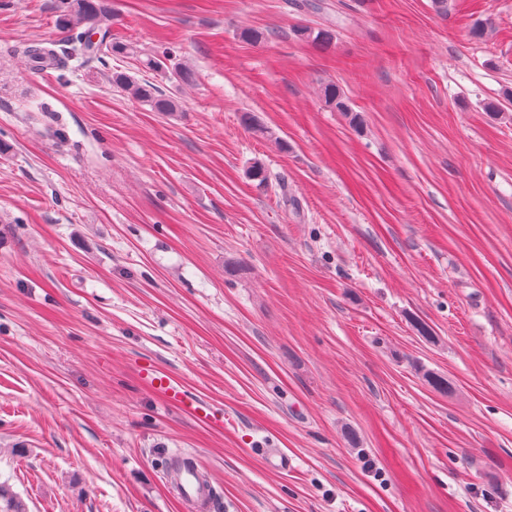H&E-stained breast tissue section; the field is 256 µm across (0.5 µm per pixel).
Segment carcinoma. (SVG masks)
Returning a JSON list of instances; mask_svg holds the SVG:
<instances>
[{
  "label": "carcinoma",
  "instance_id": "cac0c4a2",
  "mask_svg": "<svg viewBox=\"0 0 512 512\" xmlns=\"http://www.w3.org/2000/svg\"><path fill=\"white\" fill-rule=\"evenodd\" d=\"M56 24L65 34L64 42L73 56L100 59L102 56L114 58L135 55L138 50L132 42L112 33L115 15L107 0H57L53 5ZM298 35L313 44L327 48L334 38L333 29L300 28ZM174 48L166 47L159 54H148L141 60L144 68L163 72L167 61L171 60ZM29 68L38 71L59 69L64 65L56 51L41 45L28 46L23 51ZM112 84L126 92L133 99L151 107L155 112L172 115L180 111L178 100L166 94L159 86L148 80H137L121 70L112 72ZM326 103L338 112H351L341 90L334 84L322 89ZM0 512H27L24 501L11 488L0 483Z\"/></svg>",
  "mask_w": 512,
  "mask_h": 512
}]
</instances>
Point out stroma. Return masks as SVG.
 <instances>
[{"instance_id": "obj_1", "label": "stroma", "mask_w": 512, "mask_h": 512, "mask_svg": "<svg viewBox=\"0 0 512 512\" xmlns=\"http://www.w3.org/2000/svg\"><path fill=\"white\" fill-rule=\"evenodd\" d=\"M298 2L112 0L182 84L32 70L52 0H0V482L28 512H187L177 452L219 512H512V0ZM112 84L155 112L173 115L180 111L178 100L148 80H137L121 70L112 72ZM150 383L177 408L189 412L197 419L206 423L223 425L224 414H217L211 406L189 394L181 384L174 381L168 375L158 374L151 378Z\"/></svg>"}]
</instances>
